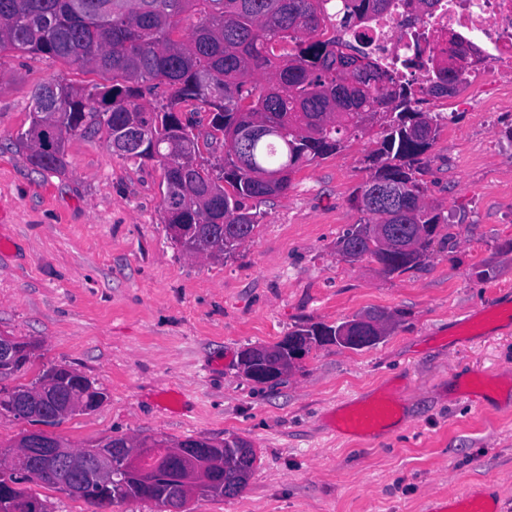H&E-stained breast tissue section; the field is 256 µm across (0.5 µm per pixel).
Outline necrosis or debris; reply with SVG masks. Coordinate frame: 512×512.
Returning a JSON list of instances; mask_svg holds the SVG:
<instances>
[{"mask_svg":"<svg viewBox=\"0 0 512 512\" xmlns=\"http://www.w3.org/2000/svg\"><path fill=\"white\" fill-rule=\"evenodd\" d=\"M361 30L376 62L399 77L407 74L406 58L419 56L428 68L442 35H457L470 48L463 85L476 94L491 88L512 95V0H440L429 14L414 0H395L390 12L366 20Z\"/></svg>","mask_w":512,"mask_h":512,"instance_id":"obj_1","label":"necrosis or debris"}]
</instances>
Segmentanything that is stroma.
<instances>
[{"label":"stroma","instance_id":"obj_1","mask_svg":"<svg viewBox=\"0 0 512 512\" xmlns=\"http://www.w3.org/2000/svg\"><path fill=\"white\" fill-rule=\"evenodd\" d=\"M83 87L98 73L0 51V333L40 346L6 386L43 365L85 376L106 395L96 410L52 425L72 447L112 438L235 435L258 461L237 496L191 500L189 512H425L471 485L512 512V96L497 109L427 97L447 112L428 151L427 195L440 204L430 257L390 276L353 264L336 240L367 216L352 201L370 175L371 136L292 176L258 204L248 242L221 261L171 239L158 162L113 153L106 130L75 132L68 167L34 169L17 136L33 91ZM496 275L482 279L480 270ZM396 323L378 344L313 348L277 383L239 366L245 349L301 325L368 310ZM478 388L483 404L467 399ZM392 399L378 438L340 436L350 401Z\"/></svg>","mask_w":512,"mask_h":512}]
</instances>
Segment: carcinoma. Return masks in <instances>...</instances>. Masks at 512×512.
I'll return each mask as SVG.
<instances>
[{"mask_svg":"<svg viewBox=\"0 0 512 512\" xmlns=\"http://www.w3.org/2000/svg\"><path fill=\"white\" fill-rule=\"evenodd\" d=\"M391 0H0V50L9 48L37 60L55 58L99 73L109 85L85 91L49 82L34 92L33 111L45 112L61 133L106 128L112 141L128 144L142 129L152 141L117 151L127 158L156 160L166 189L177 187L184 210L169 214L167 224H200L201 249L215 260L224 237L213 224L245 225L252 233L258 213L249 199L263 202L284 195L291 175L301 165L331 155L348 134L381 129L380 147L373 154L375 171L353 195L360 210L371 216L366 225L386 224L403 235L415 234L414 249H390L376 232L360 238L348 230L336 240L337 253L351 246L376 262L387 275L403 272L430 255L432 234L442 219L427 199L425 155L438 130V116L414 108L418 103L407 83L382 69L362 45L325 37L331 21L352 28L370 12L386 10ZM190 20L189 33L182 31ZM431 57L422 93L446 97L456 93L462 67L450 69L448 59ZM114 100H109V97ZM165 101L151 106L146 97ZM192 103L195 118L184 124L177 117ZM214 113L210 131L199 130L201 112ZM280 127L282 137L256 138L245 133L252 123ZM27 160L42 172L65 171L66 153L43 150L38 120L19 137ZM224 148V162L213 173L203 152ZM276 171L281 180L264 182L261 171ZM288 338L257 351L260 363L283 366ZM50 365L29 384L30 398L45 408L61 394L93 401L104 392L89 389V380L58 377L42 389L36 385ZM242 448H209L211 458L232 478L240 473ZM179 473L163 471L154 484H144L131 471L122 485L95 486L83 496L94 512L112 503L173 501Z\"/></svg>","mask_w":512,"mask_h":512,"instance_id":"1","label":"carcinoma"}]
</instances>
